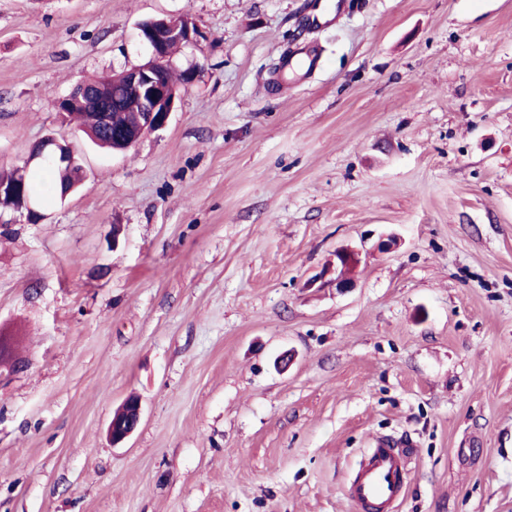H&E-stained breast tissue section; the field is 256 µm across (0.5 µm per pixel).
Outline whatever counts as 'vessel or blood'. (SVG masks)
Wrapping results in <instances>:
<instances>
[{
    "label": "vessel or blood",
    "instance_id": "b4317fda",
    "mask_svg": "<svg viewBox=\"0 0 512 512\" xmlns=\"http://www.w3.org/2000/svg\"><path fill=\"white\" fill-rule=\"evenodd\" d=\"M413 446L407 437H380L362 455L346 488L359 512H395L408 484Z\"/></svg>",
    "mask_w": 512,
    "mask_h": 512
}]
</instances>
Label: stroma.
<instances>
[{
	"label": "stroma",
	"instance_id": "stroma-1",
	"mask_svg": "<svg viewBox=\"0 0 512 512\" xmlns=\"http://www.w3.org/2000/svg\"><path fill=\"white\" fill-rule=\"evenodd\" d=\"M326 2L0 0L2 169L140 22L202 34L165 129L0 216V512H356L384 436L396 512H512V0ZM127 409V410H126ZM126 410V419H113L109 425V435L113 444H118L129 438L141 420V405L136 400L128 402L127 407L122 405L115 411L114 418ZM414 442L379 437L362 455L346 488L360 512H394L404 496Z\"/></svg>",
	"mask_w": 512,
	"mask_h": 512
}]
</instances>
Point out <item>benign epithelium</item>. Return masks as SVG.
<instances>
[{
	"label": "benign epithelium",
	"mask_w": 512,
	"mask_h": 512,
	"mask_svg": "<svg viewBox=\"0 0 512 512\" xmlns=\"http://www.w3.org/2000/svg\"><path fill=\"white\" fill-rule=\"evenodd\" d=\"M139 36L148 45L149 60L143 64L123 69V77L131 92V99L140 112L137 131L120 138L115 146L117 151L134 147L145 135L164 129L180 99L176 89L161 79V71L167 65V48L171 43L193 44L200 33L184 16H163L152 18L138 27ZM75 106L96 109L97 122L101 128L112 126V102L108 91L100 86L77 85L68 95L56 102L60 114L68 115ZM27 164H68L77 166L76 152L69 141L48 137L40 141L26 159ZM127 417L114 419L109 425L112 443L118 444L129 438L141 420L139 402L127 403Z\"/></svg>",
	"instance_id": "obj_1"
}]
</instances>
